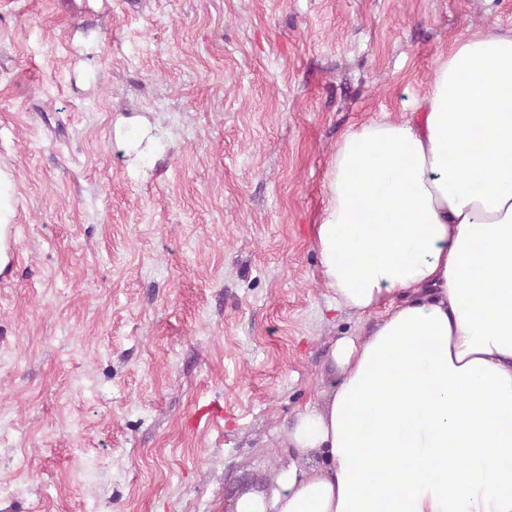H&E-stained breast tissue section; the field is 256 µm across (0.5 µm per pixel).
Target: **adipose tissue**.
<instances>
[{
  "label": "adipose tissue",
  "mask_w": 512,
  "mask_h": 512,
  "mask_svg": "<svg viewBox=\"0 0 512 512\" xmlns=\"http://www.w3.org/2000/svg\"><path fill=\"white\" fill-rule=\"evenodd\" d=\"M314 228L331 340L271 487L232 512H512V30L461 36L410 114L336 145Z\"/></svg>",
  "instance_id": "adipose-tissue-1"
}]
</instances>
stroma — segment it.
Returning a JSON list of instances; mask_svg holds the SVG:
<instances>
[{
    "label": "stroma",
    "instance_id": "stroma-1",
    "mask_svg": "<svg viewBox=\"0 0 512 512\" xmlns=\"http://www.w3.org/2000/svg\"><path fill=\"white\" fill-rule=\"evenodd\" d=\"M476 29L512 0H0V512H231L278 469L374 325L319 276L336 144ZM136 128L137 131L132 137H128L127 132H123L119 127L116 128V134L123 137L128 154L133 155L134 160H140L153 151L154 136L148 123H139ZM15 218V184L10 171L0 168V226L6 225L0 229V251L3 250L7 256L8 264L12 267L18 257L17 252V226L14 223Z\"/></svg>",
    "mask_w": 512,
    "mask_h": 512
}]
</instances>
